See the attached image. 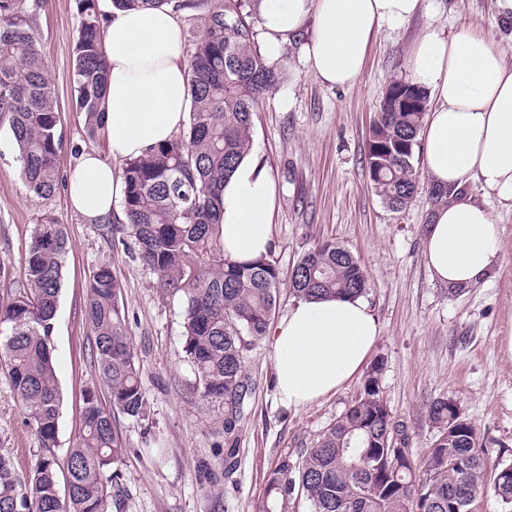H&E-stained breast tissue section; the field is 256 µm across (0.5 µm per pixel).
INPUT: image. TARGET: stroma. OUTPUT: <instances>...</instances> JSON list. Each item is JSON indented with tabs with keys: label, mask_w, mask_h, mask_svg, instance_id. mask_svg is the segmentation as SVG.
Here are the masks:
<instances>
[{
	"label": "stroma",
	"mask_w": 512,
	"mask_h": 512,
	"mask_svg": "<svg viewBox=\"0 0 512 512\" xmlns=\"http://www.w3.org/2000/svg\"><path fill=\"white\" fill-rule=\"evenodd\" d=\"M26 5L36 14L38 44L60 109L59 173L65 177L83 153L107 152L106 141L88 137L85 116L75 107L76 0H26ZM432 22L474 26L512 57V33L500 27L495 0H424L416 17L375 35L364 72L348 89L323 85L302 64L300 41H290L276 62L284 79L254 115L252 151L278 181L270 235L281 280L289 279L299 256L325 240L348 249L364 268L365 298L380 327L369 359L383 364V396L406 428L413 458L423 459L432 440L429 403L448 398L475 423L491 471L512 464V359L501 350L512 328V207L497 204L492 210L501 239L495 276L454 296L431 280L425 265L427 176H420L414 200L394 211L376 194L365 162L377 106L393 80L409 79L413 44ZM285 97L292 98L290 107H282ZM47 220L64 225L69 240L52 335L64 398L58 460L66 459L76 441L84 389L108 394L91 358L83 315L85 284L106 263L122 287L127 331L148 400L145 419L116 418L124 456L121 479L108 489L107 512H260L270 468L279 457L310 446L358 395L362 377L294 411L277 400L269 341L252 347L244 355L252 383L248 416L238 433L237 467L225 474L224 406L193 388L180 300L167 297L152 271L86 222L69 204L65 187L48 198L28 190L8 119L0 115V306L18 278L33 226ZM41 448L0 372V450L25 471ZM205 466L216 484L205 483L200 473Z\"/></svg>",
	"instance_id": "1"
}]
</instances>
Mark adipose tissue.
Here are the masks:
<instances>
[{
    "instance_id": "adipose-tissue-1",
    "label": "adipose tissue",
    "mask_w": 512,
    "mask_h": 512,
    "mask_svg": "<svg viewBox=\"0 0 512 512\" xmlns=\"http://www.w3.org/2000/svg\"><path fill=\"white\" fill-rule=\"evenodd\" d=\"M423 0H258L264 52L280 59L303 37L302 61L331 88L353 86L370 41L422 9ZM105 102L111 158L84 154L68 178L73 208L87 221L111 218L125 195L114 162L144 155L185 127L191 98L182 31L172 7L118 10L104 5ZM316 31H308L310 18ZM411 81L430 91L433 106L422 137L424 168L434 185L458 195L432 212L425 263L434 281L470 288L494 273L500 252L491 203L512 205V61L473 28L428 26L411 60ZM477 182L478 193L467 192ZM278 198L271 170L254 154L224 184V255L246 262L267 254ZM379 335L364 297L300 299L272 329L277 396L286 408L318 403L364 367Z\"/></svg>"
}]
</instances>
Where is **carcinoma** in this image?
<instances>
[{"label": "carcinoma", "instance_id": "obj_1", "mask_svg": "<svg viewBox=\"0 0 512 512\" xmlns=\"http://www.w3.org/2000/svg\"><path fill=\"white\" fill-rule=\"evenodd\" d=\"M25 0H0V113L8 116L22 179L49 197L59 185V110L37 46ZM119 9L198 0H111ZM205 27L187 60L192 107L189 126L173 140L128 160L123 168L124 224L106 226L113 246L135 240L139 258L168 296L183 301L185 353L204 397L222 400L224 469L236 465L237 433L245 419L250 378L243 355L268 333L280 274L269 257L238 263L224 258L220 215L223 186L252 147L253 116L262 95L281 82L255 41L239 0H210ZM76 106L88 134L106 131L107 65L99 0H77ZM429 102L410 81L393 82L383 96L366 148V164L379 196L401 210L417 191L415 153ZM68 254L60 224L34 225L17 280V293L0 311V367L6 370L42 452L24 475L0 452V512H105L106 481L118 482L123 449L112 413L143 418L147 398L126 329L121 285L108 264L85 285L84 320L93 336L91 356L109 404L82 393V424L60 472L55 456L63 404L52 345L53 320ZM368 277L346 248L325 241L303 254L288 289L295 298L360 296ZM366 371L358 396L297 458L284 455L266 477L261 512H288L304 498L313 512H477L493 491L512 506V465L488 478L472 421L448 398L432 401L428 455L412 457L402 424L387 407L379 376ZM65 493H60V481Z\"/></svg>", "mask_w": 512, "mask_h": 512}]
</instances>
